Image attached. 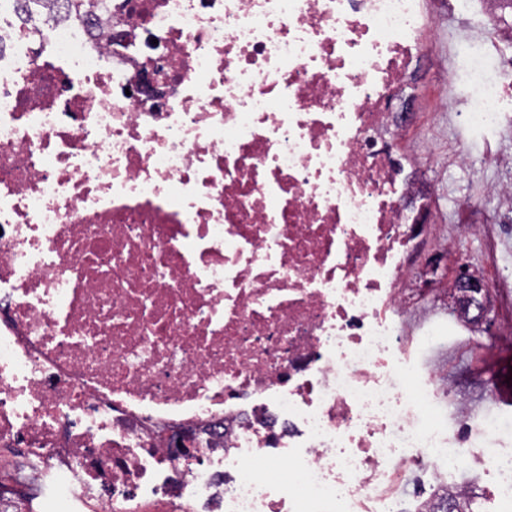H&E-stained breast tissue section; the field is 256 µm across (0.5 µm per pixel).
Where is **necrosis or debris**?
I'll return each instance as SVG.
<instances>
[{
  "label": "necrosis or debris",
  "mask_w": 512,
  "mask_h": 512,
  "mask_svg": "<svg viewBox=\"0 0 512 512\" xmlns=\"http://www.w3.org/2000/svg\"><path fill=\"white\" fill-rule=\"evenodd\" d=\"M430 37L422 0H0V447L24 476L57 467L95 512H449L475 469L512 512L502 421L407 358L427 223L396 143ZM495 69L453 75L458 123L503 131Z\"/></svg>",
  "instance_id": "4bbe7bcc"
}]
</instances>
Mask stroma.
I'll use <instances>...</instances> for the list:
<instances>
[{
	"mask_svg": "<svg viewBox=\"0 0 512 512\" xmlns=\"http://www.w3.org/2000/svg\"><path fill=\"white\" fill-rule=\"evenodd\" d=\"M427 2L435 27L414 91V123L402 147L424 155L423 177L432 192L431 222L438 239L453 237L463 224L481 225L480 233L456 239L461 264L488 286V320L512 323V213L502 210L488 191L490 184L512 181V168L488 162L496 153L512 155V112L507 115L506 133L461 141L452 113L438 106L457 62L475 53L474 37L494 44L496 54L506 60L512 58V40L499 37L479 8L462 13L454 9L455 0ZM460 148L467 153L466 161H451V154ZM453 315L447 304L435 312L438 321L450 326L440 345L448 354L449 378L464 395L493 391L497 370L512 365V355L500 353L498 345H485L484 334L453 327ZM17 454V449L0 448V500L13 512H88L85 501L66 498L55 473H48L39 485L14 480L12 463Z\"/></svg>",
	"mask_w": 512,
	"mask_h": 512,
	"instance_id": "1",
	"label": "stroma"
}]
</instances>
